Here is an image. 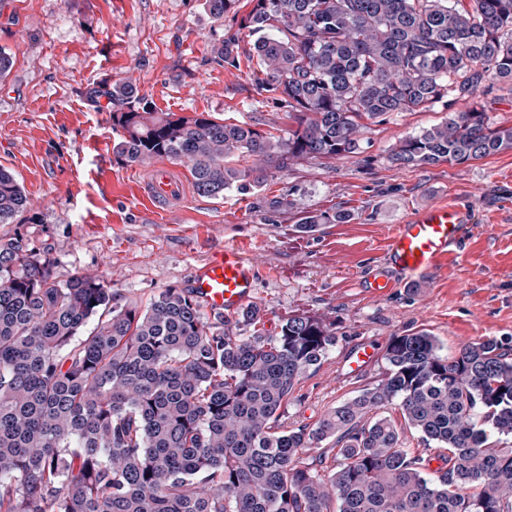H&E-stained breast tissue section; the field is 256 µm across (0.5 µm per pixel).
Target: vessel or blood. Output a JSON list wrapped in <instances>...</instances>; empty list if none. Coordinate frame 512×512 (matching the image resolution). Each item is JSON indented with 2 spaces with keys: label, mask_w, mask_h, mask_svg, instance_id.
Instances as JSON below:
<instances>
[{
  "label": "vessel or blood",
  "mask_w": 512,
  "mask_h": 512,
  "mask_svg": "<svg viewBox=\"0 0 512 512\" xmlns=\"http://www.w3.org/2000/svg\"><path fill=\"white\" fill-rule=\"evenodd\" d=\"M142 194L155 207L179 204L180 189L172 165H157L145 179ZM469 227L467 209L446 204L425 209L406 222L394 225L382 256L385 271L370 282L371 295L381 297L394 288L389 270L416 277L435 269L459 246ZM189 287L204 309L230 316L255 302L256 269L245 261L237 247L228 245L212 251L193 268ZM377 354L375 342L355 346L348 357L352 373L367 369Z\"/></svg>",
  "instance_id": "1"
}]
</instances>
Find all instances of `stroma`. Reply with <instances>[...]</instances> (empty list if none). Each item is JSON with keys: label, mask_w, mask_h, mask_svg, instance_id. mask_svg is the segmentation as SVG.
<instances>
[{"label": "stroma", "mask_w": 512, "mask_h": 512, "mask_svg": "<svg viewBox=\"0 0 512 512\" xmlns=\"http://www.w3.org/2000/svg\"><path fill=\"white\" fill-rule=\"evenodd\" d=\"M240 15L215 18L204 0H0V168L24 188L28 212L0 224V239L22 237L48 250L64 283L101 274L119 303L147 306L166 288L189 285L214 249L237 245L257 270L261 323L276 333L288 315L332 324L339 338L282 408L288 425L315 427L379 379L377 358L349 372L348 356L371 339L425 331L442 354L512 336V150L461 165L401 166L399 139L446 121L438 102L368 124L359 153L268 165L260 187L199 194L179 163L187 203L148 210L139 189L147 167L119 159L118 135L92 88L131 82L156 111L200 112L248 122L287 139L295 122L277 94L259 90L257 66L220 49L244 43ZM492 125L512 127V85L478 92ZM463 202L471 231L436 270L371 297L392 225L427 207ZM325 216L322 224L306 223Z\"/></svg>", "instance_id": "35a3bbf8"}]
</instances>
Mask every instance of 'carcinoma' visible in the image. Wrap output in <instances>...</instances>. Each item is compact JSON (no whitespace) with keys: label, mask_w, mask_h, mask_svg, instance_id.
Instances as JSON below:
<instances>
[{"label":"carcinoma","mask_w":512,"mask_h":512,"mask_svg":"<svg viewBox=\"0 0 512 512\" xmlns=\"http://www.w3.org/2000/svg\"><path fill=\"white\" fill-rule=\"evenodd\" d=\"M205 2L216 18L239 12L240 0ZM250 2L240 26L258 86L293 112L288 140L157 112L120 81L100 91L120 132L113 152L186 162L203 195L247 191L264 162L354 154L361 120L448 97L465 107L400 139L393 162L512 150V127H491L476 101L486 80L512 82V0ZM29 207L0 169V223ZM53 266L22 238L0 241V512H512V340L448 357L427 332L392 336L376 384L290 428L281 408L335 328L292 314L267 336L254 305L211 322L186 288L121 305L103 277L61 284ZM406 428L442 452L402 447ZM331 438L330 469L311 451Z\"/></svg>","instance_id":"1"}]
</instances>
